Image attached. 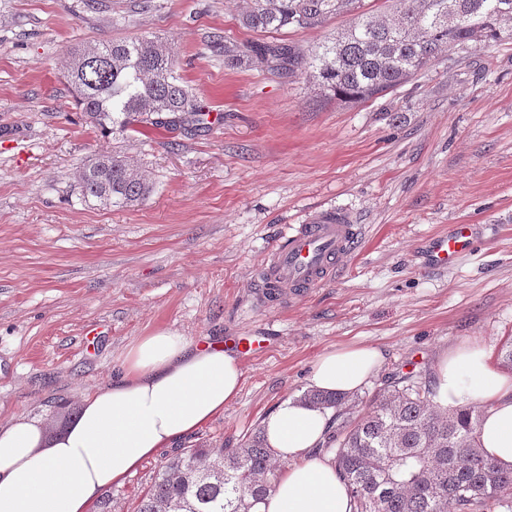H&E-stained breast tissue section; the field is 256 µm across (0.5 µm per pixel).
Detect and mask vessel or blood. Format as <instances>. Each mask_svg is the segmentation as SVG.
I'll use <instances>...</instances> for the list:
<instances>
[{"mask_svg": "<svg viewBox=\"0 0 512 512\" xmlns=\"http://www.w3.org/2000/svg\"><path fill=\"white\" fill-rule=\"evenodd\" d=\"M360 237L359 225L346 212H314L271 250L262 272L261 302H282L325 285L349 261ZM471 246L467 226L459 224L432 239L430 257L435 265L445 267Z\"/></svg>", "mask_w": 512, "mask_h": 512, "instance_id": "b4317fda", "label": "vessel or blood"}]
</instances>
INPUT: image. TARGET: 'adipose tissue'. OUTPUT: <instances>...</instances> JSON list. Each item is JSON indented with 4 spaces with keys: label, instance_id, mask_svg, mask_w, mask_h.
<instances>
[{
    "label": "adipose tissue",
    "instance_id": "ef3b65f1",
    "mask_svg": "<svg viewBox=\"0 0 512 512\" xmlns=\"http://www.w3.org/2000/svg\"><path fill=\"white\" fill-rule=\"evenodd\" d=\"M381 362L372 346L323 352L311 365L309 387L355 396ZM243 377L240 360L223 344H197L172 331L140 337L125 352L121 376L86 394L64 427L49 430L26 414L0 424V512H91L103 489L122 484L159 449L223 414ZM436 391L448 411L487 405L478 443L512 468V376L496 369L484 349L462 344L440 359ZM328 424L327 412L298 396L265 416L266 443L285 467L258 512H354L334 461L309 456Z\"/></svg>",
    "mask_w": 512,
    "mask_h": 512
}]
</instances>
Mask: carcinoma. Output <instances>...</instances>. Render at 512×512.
<instances>
[{
	"mask_svg": "<svg viewBox=\"0 0 512 512\" xmlns=\"http://www.w3.org/2000/svg\"><path fill=\"white\" fill-rule=\"evenodd\" d=\"M348 10L354 21L336 38L311 49L294 44L224 45V64L257 58L268 70L313 80L344 103L378 99L407 82L445 50L468 42L512 39V0H397L390 15L365 9V0H252L242 24L260 32L318 27ZM67 82L77 107L94 127L125 132L193 131L205 107L178 73L168 42L150 35L109 41L69 53ZM82 199L106 208L146 200L149 180L124 157L102 154L77 176ZM385 381L354 423L328 431L338 477L356 512H498L512 507V469L479 447L486 406L451 412L435 400L429 378ZM338 410L340 393L304 395ZM264 433L239 448H189L170 458L138 496L134 512H252L275 486Z\"/></svg>",
	"mask_w": 512,
	"mask_h": 512,
	"instance_id": "obj_1",
	"label": "carcinoma"
}]
</instances>
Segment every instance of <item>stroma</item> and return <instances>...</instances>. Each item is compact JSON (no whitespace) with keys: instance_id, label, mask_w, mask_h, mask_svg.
Returning a JSON list of instances; mask_svg holds the SVG:
<instances>
[{"instance_id":"35a3bbf8","label":"stroma","mask_w":512,"mask_h":512,"mask_svg":"<svg viewBox=\"0 0 512 512\" xmlns=\"http://www.w3.org/2000/svg\"><path fill=\"white\" fill-rule=\"evenodd\" d=\"M249 4L0 0V423L26 413L62 427L151 332L274 339L242 358L241 393L222 416L106 488L112 512H133L183 449L239 447L307 391L326 350L382 352L366 400L388 377L435 376L451 347L494 356L512 339V40L469 43L385 97L345 105L254 59L225 66L223 45L308 49L351 15L264 33L242 25ZM142 33L174 42L209 110L205 130L104 134L76 107L69 51ZM103 152L147 175L144 202L112 210L80 198L78 172ZM327 208L362 227L351 262L321 288L261 306L272 248ZM453 224L473 225L471 250L427 267V241Z\"/></svg>"}]
</instances>
